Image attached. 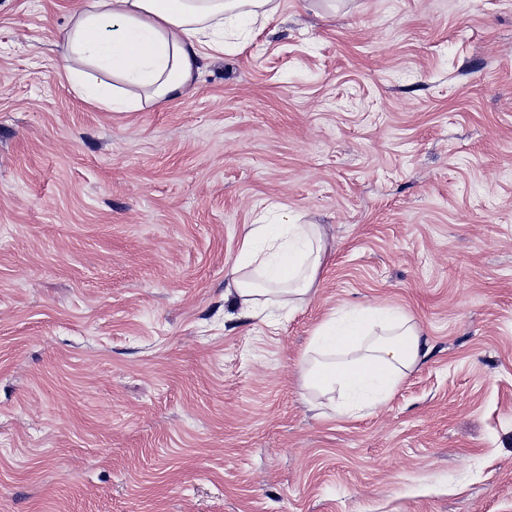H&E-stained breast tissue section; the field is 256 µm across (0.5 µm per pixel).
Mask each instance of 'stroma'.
<instances>
[{"label": "stroma", "mask_w": 512, "mask_h": 512, "mask_svg": "<svg viewBox=\"0 0 512 512\" xmlns=\"http://www.w3.org/2000/svg\"><path fill=\"white\" fill-rule=\"evenodd\" d=\"M67 0H0V512H512V0H280L164 107L60 67ZM322 225L306 302L240 317L246 225ZM389 306L388 404L303 384ZM354 308L321 323L309 351L322 359L301 360L308 388L333 395L330 407L339 414H356L384 405L407 373L426 358L429 348L411 318L397 309ZM376 323L380 333L368 330Z\"/></svg>", "instance_id": "stroma-1"}]
</instances>
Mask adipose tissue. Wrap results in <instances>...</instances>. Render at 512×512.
<instances>
[{"label": "adipose tissue", "mask_w": 512, "mask_h": 512, "mask_svg": "<svg viewBox=\"0 0 512 512\" xmlns=\"http://www.w3.org/2000/svg\"><path fill=\"white\" fill-rule=\"evenodd\" d=\"M279 0H75L55 44L67 79L86 102L107 112H135L186 95L203 48L227 28L272 20ZM325 252L318 224L246 225L231 286L245 318L293 311L316 284ZM318 353L302 380L331 397L339 414L384 405L429 349L399 310L354 308L321 323Z\"/></svg>", "instance_id": "adipose-tissue-1"}]
</instances>
